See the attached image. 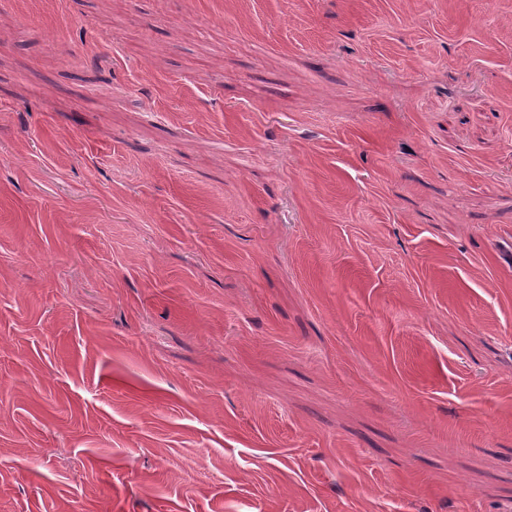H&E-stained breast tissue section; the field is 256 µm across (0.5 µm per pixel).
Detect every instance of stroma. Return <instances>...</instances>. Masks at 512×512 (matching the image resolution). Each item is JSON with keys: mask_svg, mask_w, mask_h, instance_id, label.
Listing matches in <instances>:
<instances>
[{"mask_svg": "<svg viewBox=\"0 0 512 512\" xmlns=\"http://www.w3.org/2000/svg\"><path fill=\"white\" fill-rule=\"evenodd\" d=\"M0 512H512V0H0Z\"/></svg>", "mask_w": 512, "mask_h": 512, "instance_id": "1", "label": "stroma"}]
</instances>
